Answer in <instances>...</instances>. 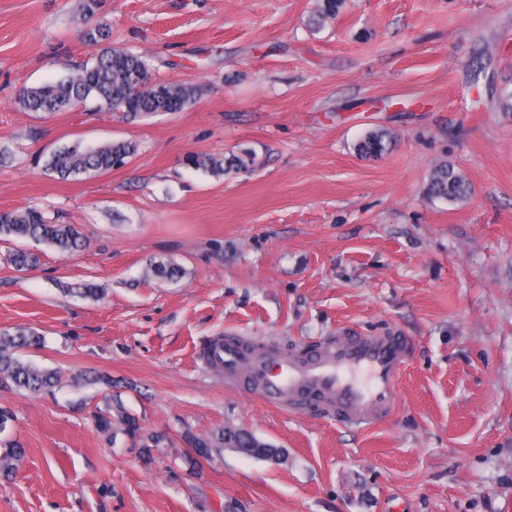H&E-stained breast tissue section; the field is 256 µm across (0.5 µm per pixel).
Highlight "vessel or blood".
Masks as SVG:
<instances>
[{
  "label": "vessel or blood",
  "instance_id": "1",
  "mask_svg": "<svg viewBox=\"0 0 512 512\" xmlns=\"http://www.w3.org/2000/svg\"><path fill=\"white\" fill-rule=\"evenodd\" d=\"M412 342L395 330L348 329L309 349L276 346L227 335L203 351L204 362L223 370L227 387H247L264 405H317L337 425L365 427L390 414Z\"/></svg>",
  "mask_w": 512,
  "mask_h": 512
}]
</instances>
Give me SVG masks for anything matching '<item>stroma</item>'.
<instances>
[{"label": "stroma", "mask_w": 512, "mask_h": 512, "mask_svg": "<svg viewBox=\"0 0 512 512\" xmlns=\"http://www.w3.org/2000/svg\"><path fill=\"white\" fill-rule=\"evenodd\" d=\"M106 0L112 43L157 77L192 81L180 112L131 120L77 106L24 111L23 88L72 72L89 50L79 0H0V210L30 206L88 240L65 257L31 240L17 272L0 243V330L37 329L26 360L60 371L31 394L0 383L20 443L0 512H512V0ZM382 156L357 155L370 129ZM132 140L126 166L61 180L57 148ZM251 149L216 179L192 153ZM448 162L469 193L428 199ZM186 275L144 281L149 260ZM101 285L92 300L71 289ZM348 327L393 328L413 351L395 411L353 431L313 410L272 409L225 388L199 351L235 332L304 348ZM106 374L148 433H99ZM244 429L272 463L231 450L198 459L185 432ZM392 144V137L385 129L373 130L365 133L355 144V151L360 157H379L385 153Z\"/></svg>", "instance_id": "stroma-1"}]
</instances>
